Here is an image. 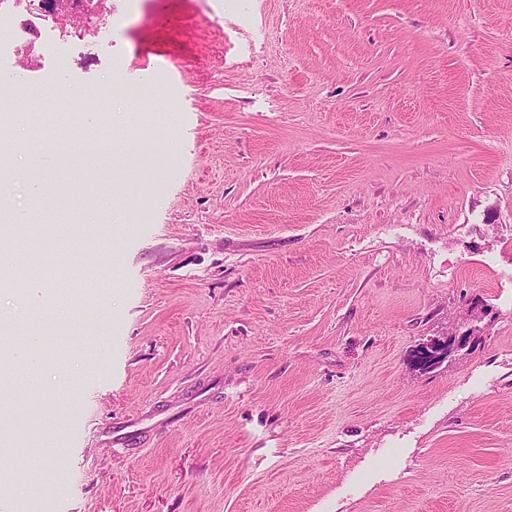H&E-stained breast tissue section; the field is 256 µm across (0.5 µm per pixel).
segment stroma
<instances>
[{
    "mask_svg": "<svg viewBox=\"0 0 512 512\" xmlns=\"http://www.w3.org/2000/svg\"><path fill=\"white\" fill-rule=\"evenodd\" d=\"M45 63L90 134L0 126L14 512H512V0H119ZM71 173L51 194L31 182ZM112 213L93 216V195ZM471 332L425 369L422 343Z\"/></svg>",
    "mask_w": 512,
    "mask_h": 512,
    "instance_id": "stroma-1",
    "label": "stroma"
}]
</instances>
